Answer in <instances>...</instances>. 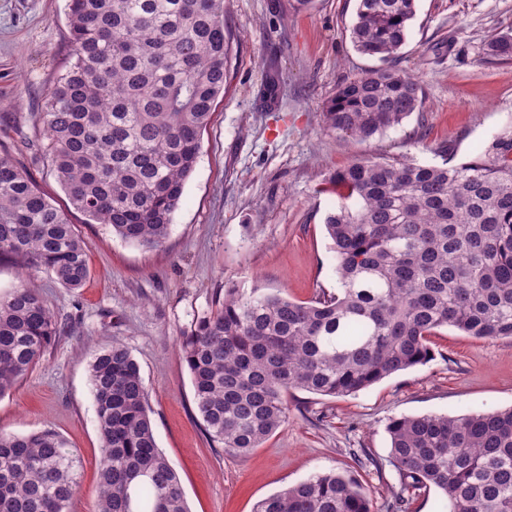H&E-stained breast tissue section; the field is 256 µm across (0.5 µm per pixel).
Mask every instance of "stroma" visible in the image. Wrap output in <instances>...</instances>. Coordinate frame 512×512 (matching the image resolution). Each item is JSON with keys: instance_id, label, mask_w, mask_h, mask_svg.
<instances>
[{"instance_id": "stroma-1", "label": "stroma", "mask_w": 512, "mask_h": 512, "mask_svg": "<svg viewBox=\"0 0 512 512\" xmlns=\"http://www.w3.org/2000/svg\"><path fill=\"white\" fill-rule=\"evenodd\" d=\"M235 35L224 95L203 131L162 247L144 249L85 223L42 150V113L69 58L66 0H0V149L67 212L89 245L90 277L77 290L19 260L0 259V299L18 285L42 295L66 330L27 377L0 397V432L55 429L83 464L70 512H93L102 439L88 364L117 341L138 362L157 445L191 512H254L258 502L324 471H347L373 512H388L397 475L389 463L392 419L512 407V339H476L448 327L431 360L357 394L300 389L261 447L233 455L207 440L180 342L235 286L298 301L335 293L336 260L324 218L336 205L328 178L353 159L463 162L512 123V60L483 52L512 29V0H418L397 65L425 95L422 117L359 143L320 120L337 85L380 68L350 39L356 0H225Z\"/></svg>"}]
</instances>
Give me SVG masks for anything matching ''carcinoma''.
<instances>
[{
  "instance_id": "obj_1",
  "label": "carcinoma",
  "mask_w": 512,
  "mask_h": 512,
  "mask_svg": "<svg viewBox=\"0 0 512 512\" xmlns=\"http://www.w3.org/2000/svg\"><path fill=\"white\" fill-rule=\"evenodd\" d=\"M70 63L46 100V155L71 205L126 243H165L231 66L224 0H68ZM416 0H357L353 46L386 67L337 86L323 119L367 141L423 105L413 74L393 61ZM484 53L512 58V31ZM339 201L325 226L338 292L294 301L277 291L224 289L181 340L207 438L243 455L286 419L291 389L353 395L431 358L452 327L512 338V123L480 155L455 164L354 160L336 171ZM87 243L12 154L0 150V258L43 269L76 290L90 275ZM61 327L21 284L0 300V397L45 355ZM89 377L103 441L94 512H190L158 449L148 391L114 341ZM392 509L427 487L449 512H512V408L392 420ZM81 460L52 428L0 434V512H69ZM256 512H373L349 473H317Z\"/></svg>"
}]
</instances>
